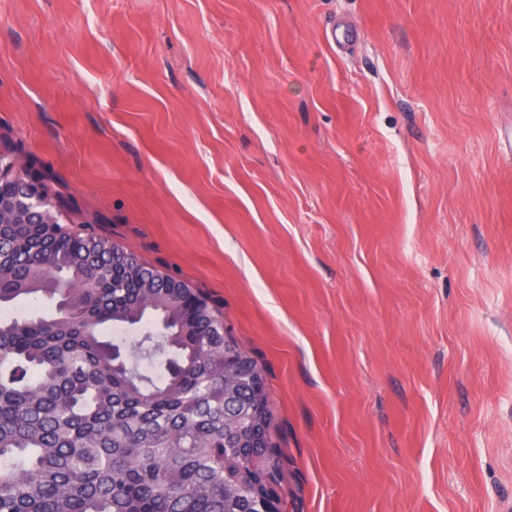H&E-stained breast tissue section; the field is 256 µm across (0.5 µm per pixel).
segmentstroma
<instances>
[{"mask_svg": "<svg viewBox=\"0 0 512 512\" xmlns=\"http://www.w3.org/2000/svg\"><path fill=\"white\" fill-rule=\"evenodd\" d=\"M5 147L220 309L286 512H512V0H0Z\"/></svg>", "mask_w": 512, "mask_h": 512, "instance_id": "stroma-1", "label": "stroma"}]
</instances>
